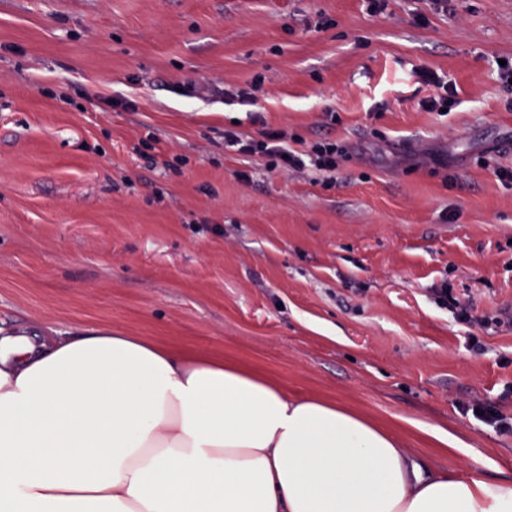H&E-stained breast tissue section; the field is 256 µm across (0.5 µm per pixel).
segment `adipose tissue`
Returning <instances> with one entry per match:
<instances>
[{
    "instance_id": "obj_1",
    "label": "adipose tissue",
    "mask_w": 512,
    "mask_h": 512,
    "mask_svg": "<svg viewBox=\"0 0 512 512\" xmlns=\"http://www.w3.org/2000/svg\"><path fill=\"white\" fill-rule=\"evenodd\" d=\"M0 512H512L339 400L97 327L0 336Z\"/></svg>"
}]
</instances>
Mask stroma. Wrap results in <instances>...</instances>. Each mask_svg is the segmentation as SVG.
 Masks as SVG:
<instances>
[{
  "label": "stroma",
  "mask_w": 512,
  "mask_h": 512,
  "mask_svg": "<svg viewBox=\"0 0 512 512\" xmlns=\"http://www.w3.org/2000/svg\"><path fill=\"white\" fill-rule=\"evenodd\" d=\"M504 55L512 0H0V329L233 360L432 467L450 454L424 428L448 430L460 463L512 482V438L460 408L512 386V327L431 296L512 317ZM428 70L450 111L421 107ZM266 126L351 157L326 188L225 150ZM434 299L439 306L448 308L456 322L463 325H472L474 323L489 324V320L486 318L479 319L474 315V310L462 303L457 297L453 296L448 288H435L432 289Z\"/></svg>",
  "instance_id": "obj_1"
}]
</instances>
